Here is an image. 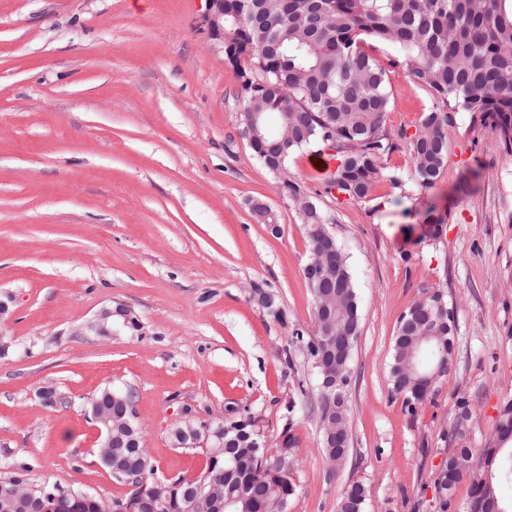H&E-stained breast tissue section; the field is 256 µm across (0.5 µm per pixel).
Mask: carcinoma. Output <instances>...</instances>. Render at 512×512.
<instances>
[{
    "instance_id": "cac0c4a2",
    "label": "carcinoma",
    "mask_w": 512,
    "mask_h": 512,
    "mask_svg": "<svg viewBox=\"0 0 512 512\" xmlns=\"http://www.w3.org/2000/svg\"><path fill=\"white\" fill-rule=\"evenodd\" d=\"M224 30L233 34L231 44L224 46L227 57L249 62L241 119L248 122L250 113H261L262 137L250 145L263 163L268 146L279 145L281 166L273 174L290 194L300 223L308 225L311 249L323 242L328 217L288 179V158L298 150L315 146L321 153L334 152L338 165L329 187L348 199L369 197L383 179L399 186V178L385 170L388 157L403 150L410 155L415 181L425 188L435 185L448 161V130L460 112L491 124L499 146L512 151V0H224ZM368 40L395 45L399 58L389 65L405 67L412 82L432 94L431 109L421 113L411 135L402 127L393 131L386 126L389 71L365 50ZM335 249L332 280L306 281L314 305L313 336L349 335L354 345L361 325L355 278L345 250L338 244ZM425 308L441 323L442 340L453 338V315L442 293H428ZM406 359V345L394 342L391 392L406 400L416 393L426 396L431 386L405 376ZM113 395L127 406L133 402L131 393L106 387L89 402V413L111 407ZM496 434L501 442L512 441V402L504 405ZM133 439L136 445L112 454L104 466L140 475V494L109 503L93 497L79 512H115L119 501L126 512H148L155 500L162 503V512H186V478L158 479L137 427ZM282 456L290 465L298 464L288 427L273 455L243 449L223 489L226 498L244 496L237 512H266L272 499L288 509L295 494L292 477L258 478L259 471L274 470ZM501 461L495 448H458L448 457L437 486L446 493L467 473L479 472L478 465L493 470ZM29 471L21 465L0 484L52 505L57 485L33 484ZM366 496L365 487L350 485L338 509L364 512ZM493 501L508 506L494 483H471L467 512H490Z\"/></svg>"
}]
</instances>
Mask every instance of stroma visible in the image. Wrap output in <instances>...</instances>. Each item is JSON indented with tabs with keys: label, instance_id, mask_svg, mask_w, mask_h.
Returning <instances> with one entry per match:
<instances>
[{
	"label": "stroma",
	"instance_id": "obj_1",
	"mask_svg": "<svg viewBox=\"0 0 512 512\" xmlns=\"http://www.w3.org/2000/svg\"><path fill=\"white\" fill-rule=\"evenodd\" d=\"M388 93L393 130L432 103L401 67ZM241 94L207 0H0V479L26 464L35 484L128 495L88 413L109 387L133 393L159 475L206 464L202 449L176 447L183 420L250 415L266 452L283 430L296 438L288 512H337L354 481L364 512H463L468 481L441 494L440 471L456 448L484 447L512 401V153L462 112L434 186L400 151L387 171L401 185L355 200L328 192L316 148L289 157L349 256L361 315L350 453L333 469L318 375L294 336L313 330L307 227L244 134ZM258 199L279 234L254 218ZM427 290L453 312L455 348L411 413L388 377L400 318ZM119 305L137 328L86 330ZM45 386L63 405H42Z\"/></svg>",
	"mask_w": 512,
	"mask_h": 512
}]
</instances>
